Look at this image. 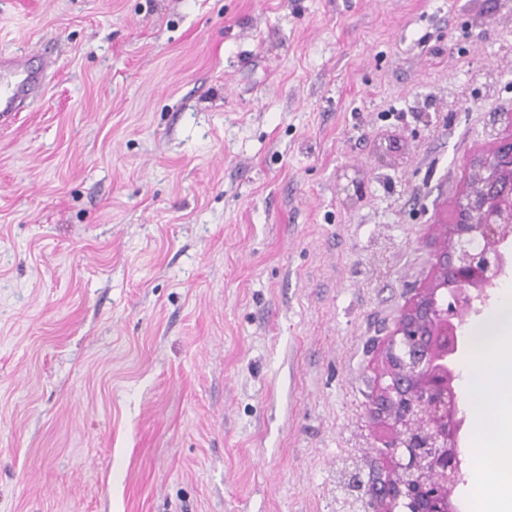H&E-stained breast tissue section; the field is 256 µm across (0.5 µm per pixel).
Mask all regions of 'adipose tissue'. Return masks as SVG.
<instances>
[{
    "label": "adipose tissue",
    "mask_w": 512,
    "mask_h": 512,
    "mask_svg": "<svg viewBox=\"0 0 512 512\" xmlns=\"http://www.w3.org/2000/svg\"><path fill=\"white\" fill-rule=\"evenodd\" d=\"M472 360L466 380L470 414L479 435L477 456L492 459L481 469V512H512V288L470 327Z\"/></svg>",
    "instance_id": "adipose-tissue-1"
}]
</instances>
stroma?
<instances>
[{"label":"stroma","instance_id":"obj_1","mask_svg":"<svg viewBox=\"0 0 512 512\" xmlns=\"http://www.w3.org/2000/svg\"><path fill=\"white\" fill-rule=\"evenodd\" d=\"M1 54L54 66L0 126V512H349L512 0H0Z\"/></svg>","mask_w":512,"mask_h":512}]
</instances>
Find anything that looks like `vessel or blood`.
I'll return each instance as SVG.
<instances>
[{"label":"vessel or blood","instance_id":"b4317fda","mask_svg":"<svg viewBox=\"0 0 512 512\" xmlns=\"http://www.w3.org/2000/svg\"><path fill=\"white\" fill-rule=\"evenodd\" d=\"M45 63L0 57V122L19 112L44 86Z\"/></svg>","mask_w":512,"mask_h":512}]
</instances>
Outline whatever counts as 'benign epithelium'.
I'll list each match as a JSON object with an SVG mask.
<instances>
[{
	"mask_svg": "<svg viewBox=\"0 0 512 512\" xmlns=\"http://www.w3.org/2000/svg\"><path fill=\"white\" fill-rule=\"evenodd\" d=\"M470 176L433 254L434 276L403 308L387 340L389 382L374 415L387 423L390 455L402 451L371 498L370 512H458L461 475L456 357L473 302L494 285L508 258L501 229L512 223L500 200L512 198V137L467 161ZM450 290L443 306L438 294Z\"/></svg>",
	"mask_w": 512,
	"mask_h": 512,
	"instance_id": "7a95c632",
	"label": "benign epithelium"
}]
</instances>
